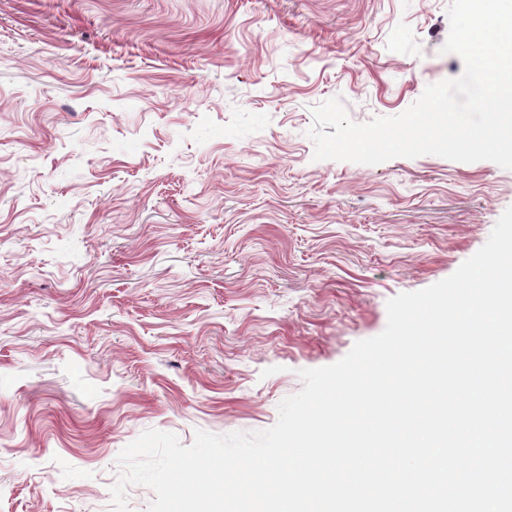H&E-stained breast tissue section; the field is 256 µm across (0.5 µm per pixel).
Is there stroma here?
<instances>
[{
  "instance_id": "35a3bbf8",
  "label": "stroma",
  "mask_w": 512,
  "mask_h": 512,
  "mask_svg": "<svg viewBox=\"0 0 512 512\" xmlns=\"http://www.w3.org/2000/svg\"><path fill=\"white\" fill-rule=\"evenodd\" d=\"M450 0H0V512H112L143 431L273 426L512 207V170L317 161L462 75Z\"/></svg>"
}]
</instances>
